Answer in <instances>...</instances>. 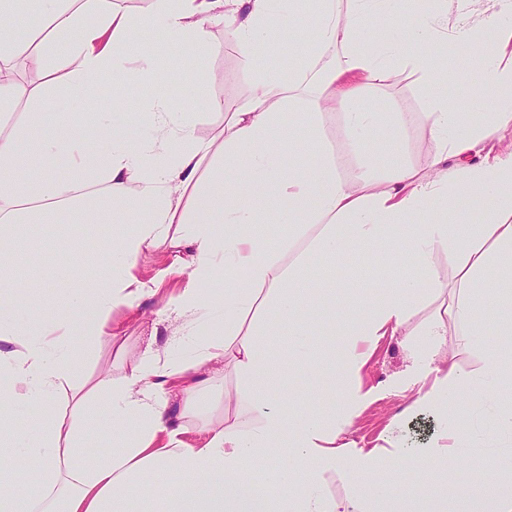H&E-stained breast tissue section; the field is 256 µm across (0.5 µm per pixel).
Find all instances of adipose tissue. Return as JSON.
Returning <instances> with one entry per match:
<instances>
[{
	"mask_svg": "<svg viewBox=\"0 0 512 512\" xmlns=\"http://www.w3.org/2000/svg\"><path fill=\"white\" fill-rule=\"evenodd\" d=\"M37 20L22 21L19 0H0V401L40 405V423L18 430L0 417V462L29 456L32 493L0 487V512H512V455L487 461V483L440 491L428 475L447 465L466 432L448 417V399L470 391L472 378L456 365L441 369L448 355V326L470 318L475 298L500 311L498 330L507 346L485 345L478 330L471 342L483 348L482 379L496 398L490 425L512 439V151L480 165L457 163L496 133L512 128V65H502L491 35L459 20L454 44L477 58L480 92L488 112L482 125L467 124L466 113L441 93L446 58L434 48L444 28L436 14L420 12L402 27L408 0H311L312 29L300 32L291 55L299 62L291 77L268 69L253 47L294 24L298 0H151L149 11L133 18L112 0H37ZM223 21L226 38L256 73L252 95L224 120L218 136L195 133V115L172 111L162 92L167 72L157 67L158 49L138 31H161L169 45L196 58L210 51L209 27ZM64 55H57V45ZM340 48L338 60L326 59ZM33 62L61 73L58 82L29 88L18 84L16 64ZM438 87L422 119L435 151L428 171L396 161L383 179H371L373 135L381 115L371 105L396 65ZM112 95L99 98L102 78ZM150 85L155 94L130 115L132 90ZM52 97L75 105L98 102L93 125L69 115L48 116ZM341 104L352 138L357 176L339 173L320 121L323 110ZM136 117L143 135L127 132ZM316 162L285 165L298 145ZM67 160L72 176L50 172ZM288 206L272 210V194ZM491 197L493 208L479 220L431 221L435 208L453 210L459 195ZM95 203L112 214L114 232L99 255L100 274L82 291L69 294L76 312L64 325L12 322L24 296L14 286L15 261L8 248L14 224H41L46 206L78 210ZM292 225L295 233L273 243L259 225ZM181 225V237L170 234ZM187 245L191 280L206 282L223 271L224 296L213 310L224 316V343L199 346L192 361L169 367L150 355L112 386L107 410L112 449L94 457L80 454L82 429L55 410L77 357L69 338L80 332L91 343L104 336L112 309L134 307L145 293L132 270L139 255L165 245ZM458 276L456 293L440 280L436 246ZM358 253L385 272L373 292L352 282V301L343 308L350 329L341 366L345 390L340 410L292 414L282 402L288 381L311 365L310 326L296 314L312 292L327 293L331 280L310 284L312 261L333 262ZM441 299L439 312L420 328L422 343L411 352L408 378L434 370L415 403L447 418L443 433L425 448L398 444L354 449L343 439L355 414L367 403L362 371L379 341L399 335L415 308L428 297ZM271 312L289 324L287 355L273 350L280 334L258 325ZM227 358L238 380L234 400L249 415L211 429L199 446L185 444L170 415L179 398L183 414L199 411V386L191 382L203 364ZM296 462L270 477L264 496L253 484L273 449ZM350 460L346 479L358 490L344 498L325 489L326 474ZM419 470L418 494L391 496L389 477L401 466Z\"/></svg>",
	"mask_w": 512,
	"mask_h": 512,
	"instance_id": "1",
	"label": "adipose tissue"
}]
</instances>
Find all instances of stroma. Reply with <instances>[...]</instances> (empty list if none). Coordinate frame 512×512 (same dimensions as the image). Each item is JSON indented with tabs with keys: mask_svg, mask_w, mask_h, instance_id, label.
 I'll use <instances>...</instances> for the list:
<instances>
[{
	"mask_svg": "<svg viewBox=\"0 0 512 512\" xmlns=\"http://www.w3.org/2000/svg\"><path fill=\"white\" fill-rule=\"evenodd\" d=\"M212 53L205 61H193L190 53L174 48L173 53L181 63H194L202 73V80L183 75L173 81L168 95L176 111L196 113L197 136H212L222 124L225 113L249 97L255 88V77L245 67L239 50L224 40L223 26L211 29ZM449 83L446 91L459 103L460 111L466 112L472 123H480L486 110L484 102L475 92L481 81L478 63L468 57L454 56L448 61ZM436 87L427 85L409 68L395 69L383 92L373 98L372 106L379 112H400L406 115L399 140H379L375 152V177H383L388 170L392 153H399L411 167L427 169L434 151L429 129L421 119ZM223 104L222 112L211 111V100ZM82 211L53 213L46 224H16L11 236L20 256L14 270L15 284L28 299L20 306L24 316L41 320L67 321L74 311L59 298L62 288L86 287L91 274L85 257L94 255L91 238L111 236L112 224H89ZM46 238L47 247L40 264H28L21 253L30 236ZM188 250L177 251L163 246L139 256L135 273L145 282L153 284L152 292L141 297L134 309L116 308L109 316L115 333L101 337L90 345L79 348L74 362L76 378L87 385L99 384L111 387L137 367L145 350H152L159 363L190 356L193 349L205 341L220 343L222 319L213 316L207 323H200L195 316H176L171 313L170 303L186 288L198 287L203 300L212 301L224 291V273H217L209 283L192 284L182 269L188 262ZM496 313L487 306H477L467 326L453 325L448 329V350L457 367L471 376H479L483 369V356L479 349L468 342L467 328L482 332L486 342H498L495 327ZM407 366V353L397 339L387 337L380 341L376 351L363 371V387L372 393L371 401L356 417L345 438L360 448L383 445L387 435L393 434L407 447L427 446L440 432V420L425 411H410L409 406L419 386L410 384L402 388ZM205 387L200 393L201 414L184 417L179 404H172V415L178 416L182 426V440L190 445H200L208 428L223 423L225 416L237 417L247 422L244 411L236 410L228 400L237 387V379L228 364L204 366L197 374ZM300 397L311 407L337 406L344 394L333 373H320L318 367L302 370L296 382ZM488 395L483 387H475L469 395L448 404L449 412H462L467 420L475 423L473 432L466 435L459 449L458 458L471 463L484 464L485 456L493 450H508L511 445L500 440L484 421V409Z\"/></svg>",
	"mask_w": 512,
	"mask_h": 512,
	"instance_id": "stroma-1",
	"label": "stroma"
}]
</instances>
